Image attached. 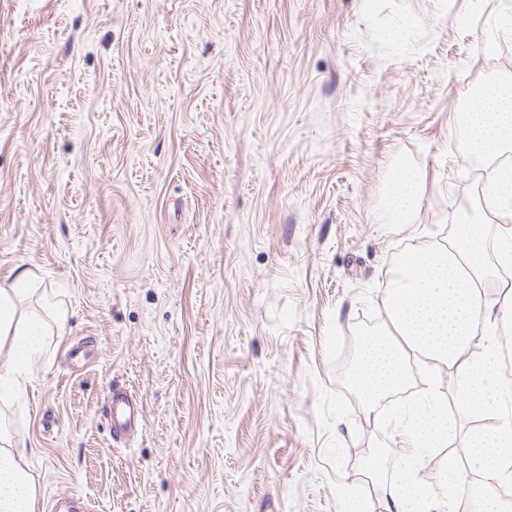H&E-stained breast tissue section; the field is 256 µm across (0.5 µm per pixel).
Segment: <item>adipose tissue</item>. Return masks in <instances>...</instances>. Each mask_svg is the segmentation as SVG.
<instances>
[{
  "mask_svg": "<svg viewBox=\"0 0 512 512\" xmlns=\"http://www.w3.org/2000/svg\"><path fill=\"white\" fill-rule=\"evenodd\" d=\"M455 123L468 134L467 151L487 164L484 200L510 221L493 232L482 207H458L448 243L403 251L391 270L389 323L364 333L352 385L367 412H375L381 400L412 387L417 355L425 360V386L395 413L399 447H377L369 459L370 484L382 512H457L462 498L473 512H512L499 494L512 486V382L502 375L497 339L503 320L512 314V165L501 161L512 151V73L467 90ZM422 194V172L407 162L395 165L381 223L409 222ZM491 279L500 288L493 302L485 296ZM35 282L34 273L24 268L0 286V512H37L38 487L4 414L23 398L27 366L43 356L51 332L52 325L42 319L17 314ZM445 369L456 377L451 393L441 375ZM452 396L465 414H492L497 423L462 439L479 481L464 482L451 462L437 493L415 478L413 463L422 452L444 447ZM392 458L399 464L393 477L386 471Z\"/></svg>",
  "mask_w": 512,
  "mask_h": 512,
  "instance_id": "obj_1",
  "label": "adipose tissue"
}]
</instances>
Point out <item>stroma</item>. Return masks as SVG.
<instances>
[{
  "instance_id": "stroma-1",
  "label": "stroma",
  "mask_w": 512,
  "mask_h": 512,
  "mask_svg": "<svg viewBox=\"0 0 512 512\" xmlns=\"http://www.w3.org/2000/svg\"><path fill=\"white\" fill-rule=\"evenodd\" d=\"M512 0H0V284L66 312L13 416L88 512H345L388 406L345 374L483 160L454 116ZM415 20L413 47L384 30ZM497 50L486 53L485 43ZM425 176L382 224L393 167ZM144 426L114 442L109 387Z\"/></svg>"
}]
</instances>
